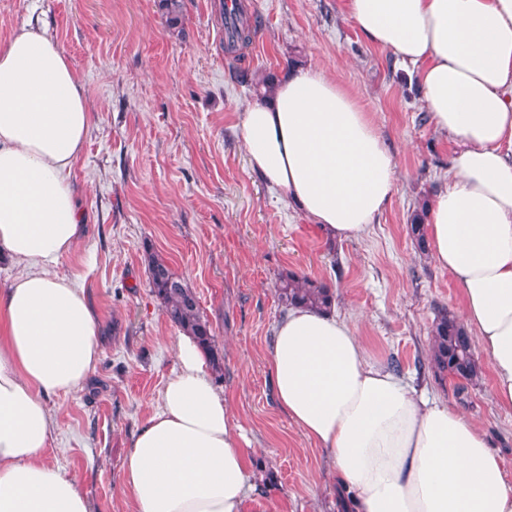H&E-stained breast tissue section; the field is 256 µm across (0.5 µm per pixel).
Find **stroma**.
Segmentation results:
<instances>
[{
    "instance_id": "stroma-1",
    "label": "stroma",
    "mask_w": 512,
    "mask_h": 512,
    "mask_svg": "<svg viewBox=\"0 0 512 512\" xmlns=\"http://www.w3.org/2000/svg\"><path fill=\"white\" fill-rule=\"evenodd\" d=\"M182 2L172 32L159 0H0V44L38 17L94 115L72 170L90 231L56 271L84 289L103 342L85 388L47 401L56 434L46 462L73 472L96 512H129L122 460L159 407L179 333L149 284L154 254L195 293L224 356L216 385L254 462L246 512L346 509L326 453L279 408L265 364L286 312L276 286L291 274L328 284L372 360L398 361L410 386L479 423L512 473V410L497 406L490 375L461 389L431 364L435 314L458 312L460 291L406 224L442 186L454 146L433 132L415 77L366 40L343 0H246L261 27L235 57L215 0ZM293 62L335 79L393 149L397 189L363 238L329 243L248 166L239 114L259 82Z\"/></svg>"
}]
</instances>
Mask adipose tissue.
I'll list each match as a JSON object with an SVG mask.
<instances>
[{
	"label": "adipose tissue",
	"instance_id": "ef3b65f1",
	"mask_svg": "<svg viewBox=\"0 0 512 512\" xmlns=\"http://www.w3.org/2000/svg\"><path fill=\"white\" fill-rule=\"evenodd\" d=\"M369 42L417 78L433 130L455 146L426 206L430 256L461 292L497 405L512 410V0H344ZM88 89L46 29L0 45V255L26 264L0 289V512H94L67 469L48 465L51 395L83 388L101 326L56 266L89 216L70 174L93 126ZM250 169L332 243L357 239L394 195L393 152L356 100L297 65L239 117ZM161 405L122 468L131 512H245L247 440L190 337ZM279 407L329 455L353 512H512V475L482 428L418 398L372 361L350 325L300 307L266 355Z\"/></svg>",
	"mask_w": 512,
	"mask_h": 512
}]
</instances>
